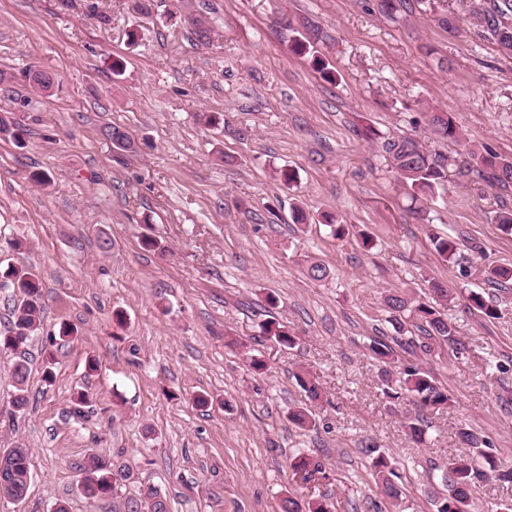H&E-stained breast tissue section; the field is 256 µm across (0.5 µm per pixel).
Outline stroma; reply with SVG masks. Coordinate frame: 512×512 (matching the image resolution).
I'll use <instances>...</instances> for the list:
<instances>
[{
  "instance_id": "obj_1",
  "label": "stroma",
  "mask_w": 512,
  "mask_h": 512,
  "mask_svg": "<svg viewBox=\"0 0 512 512\" xmlns=\"http://www.w3.org/2000/svg\"><path fill=\"white\" fill-rule=\"evenodd\" d=\"M139 2L0 0V71L15 77L0 87V117L28 130L21 146L0 138V262L32 268L44 305L24 413L10 405L13 357L0 354V448H30L32 474L26 499L2 498L0 512H54L60 501L69 512H128L149 485L170 512H281L289 492L326 496L336 512H389L368 447L401 473L402 512H435L439 477L464 454L458 432L468 427L512 469V286L483 276L512 265V234L488 219L512 198L453 181L421 223L362 137L372 127L426 143L430 114L448 112L467 140L512 155V58L476 36L467 0H414L395 21L377 0H150L147 11ZM191 13L208 18L207 38ZM448 15L455 31L440 24ZM309 22L327 36L318 49L336 83L288 50ZM34 67L54 75L51 95L24 81ZM210 113L220 123L206 124ZM106 125L127 131L133 148H113ZM283 167L298 174L292 186L275 178ZM36 172L50 184L35 183ZM296 200L309 224L293 223ZM325 211L367 231L374 248L331 236ZM434 234L457 242L451 261ZM145 235L157 250L142 248ZM310 259L329 266L327 279L307 277ZM433 281L455 292L447 314L465 350L415 356L452 399L430 413L418 445L401 428L418 408L386 402L368 345L393 333L388 291L425 298ZM472 290L497 318L469 310ZM272 318L298 347L262 338ZM64 322L76 338L50 342ZM252 352L266 374L249 371ZM302 369L326 400L311 431L288 421ZM82 389L92 399L78 417ZM198 393L212 405L196 406ZM92 452L126 475L95 500L78 488ZM299 454L322 466L307 487L290 469Z\"/></svg>"
}]
</instances>
